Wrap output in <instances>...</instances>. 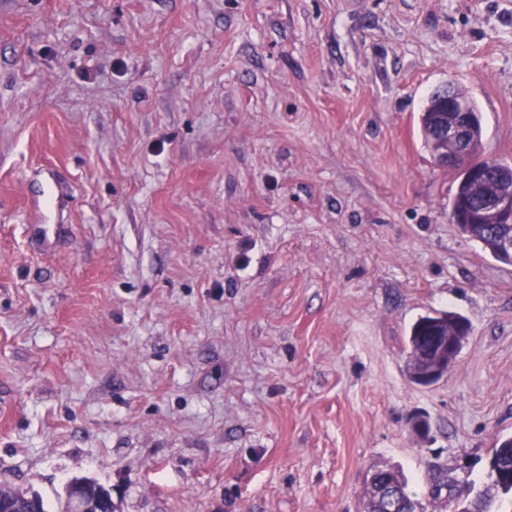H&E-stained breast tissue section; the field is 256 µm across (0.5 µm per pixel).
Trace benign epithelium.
I'll list each match as a JSON object with an SVG mask.
<instances>
[{
    "label": "benign epithelium",
    "instance_id": "1",
    "mask_svg": "<svg viewBox=\"0 0 512 512\" xmlns=\"http://www.w3.org/2000/svg\"><path fill=\"white\" fill-rule=\"evenodd\" d=\"M433 98L435 104L443 106V115L438 117L434 127V138L442 145L437 154L438 164L465 171L474 177L480 188L492 186V191L479 196L474 205L457 210L456 219L478 224L486 221L496 224L489 253L495 254L502 263L512 264V171H507L490 159L472 158L468 135L471 105L467 96L445 84L438 87ZM468 336L469 325L463 320L458 326L448 329V335L432 337L423 353L434 359V366L427 374L416 377L417 384L430 386L445 379L455 365ZM82 483L80 478L66 483L69 512L88 510L79 489Z\"/></svg>",
    "mask_w": 512,
    "mask_h": 512
}]
</instances>
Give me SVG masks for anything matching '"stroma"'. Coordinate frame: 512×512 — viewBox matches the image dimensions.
<instances>
[{"instance_id": "stroma-1", "label": "stroma", "mask_w": 512, "mask_h": 512, "mask_svg": "<svg viewBox=\"0 0 512 512\" xmlns=\"http://www.w3.org/2000/svg\"><path fill=\"white\" fill-rule=\"evenodd\" d=\"M447 83L512 166V0H0V484L50 512L75 477L114 512L490 484L512 266L423 145ZM444 311L468 342L416 385L410 327Z\"/></svg>"}]
</instances>
